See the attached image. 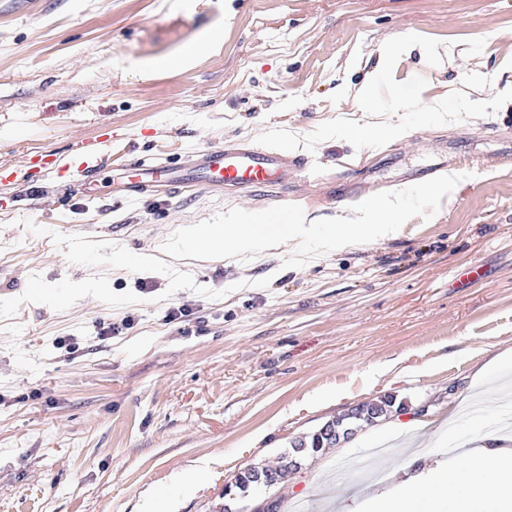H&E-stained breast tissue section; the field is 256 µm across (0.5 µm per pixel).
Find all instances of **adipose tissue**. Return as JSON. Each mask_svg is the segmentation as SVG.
Returning <instances> with one entry per match:
<instances>
[{
  "label": "adipose tissue",
  "instance_id": "obj_1",
  "mask_svg": "<svg viewBox=\"0 0 512 512\" xmlns=\"http://www.w3.org/2000/svg\"><path fill=\"white\" fill-rule=\"evenodd\" d=\"M368 512H512V445L405 474L371 499Z\"/></svg>",
  "mask_w": 512,
  "mask_h": 512
}]
</instances>
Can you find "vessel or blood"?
<instances>
[{"mask_svg": "<svg viewBox=\"0 0 512 512\" xmlns=\"http://www.w3.org/2000/svg\"><path fill=\"white\" fill-rule=\"evenodd\" d=\"M313 167L311 158L285 147L247 139H231L218 147H204L179 160H127L125 200L172 194L187 186H202L228 196L258 194L287 187Z\"/></svg>", "mask_w": 512, "mask_h": 512, "instance_id": "1", "label": "vessel or blood"}]
</instances>
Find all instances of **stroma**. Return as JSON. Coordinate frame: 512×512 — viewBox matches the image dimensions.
Listing matches in <instances>:
<instances>
[{"label": "stroma", "instance_id": "obj_1", "mask_svg": "<svg viewBox=\"0 0 512 512\" xmlns=\"http://www.w3.org/2000/svg\"><path fill=\"white\" fill-rule=\"evenodd\" d=\"M414 31L426 51L384 67ZM207 35L214 50L177 64ZM399 95L407 111H392ZM510 128L512 0H0V171L20 180L0 188V512H238L224 485L241 469L387 394L411 430L375 441L360 426L250 500L360 512L379 488L341 461L373 447L414 470L473 449L470 400L493 408L512 389V360H497L512 350ZM234 138L314 168L261 197L189 188L130 204L112 191L122 158ZM99 141L111 148L94 194H41L42 159L68 181L76 149ZM458 156L466 177L439 211L383 238L300 268L282 246L177 262L221 299L71 264L50 237L145 253L232 207L347 217L332 191L356 161L373 168L355 185L363 200ZM86 279L97 287L72 295ZM179 307L188 316L169 320ZM100 322L119 333L100 338Z\"/></svg>", "mask_w": 512, "mask_h": 512}]
</instances>
